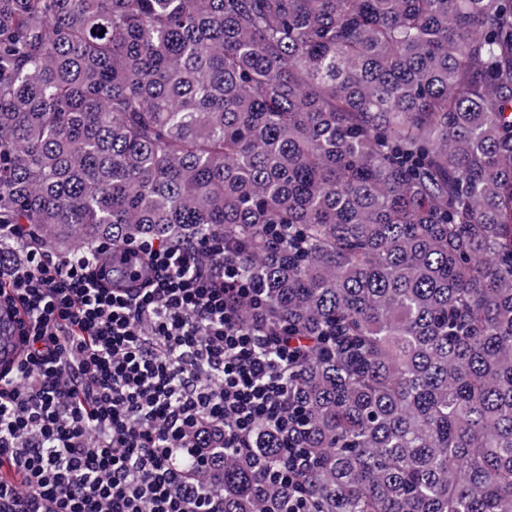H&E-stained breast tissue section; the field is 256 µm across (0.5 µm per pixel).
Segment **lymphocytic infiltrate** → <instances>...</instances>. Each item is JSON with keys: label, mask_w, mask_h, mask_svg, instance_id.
<instances>
[{"label": "lymphocytic infiltrate", "mask_w": 512, "mask_h": 512, "mask_svg": "<svg viewBox=\"0 0 512 512\" xmlns=\"http://www.w3.org/2000/svg\"><path fill=\"white\" fill-rule=\"evenodd\" d=\"M246 302L262 293L220 240L73 259L0 224V314L20 336L0 366V512H224L199 473L260 425L288 450L274 479L294 481L311 464L288 409L294 349L268 352Z\"/></svg>", "instance_id": "1"}]
</instances>
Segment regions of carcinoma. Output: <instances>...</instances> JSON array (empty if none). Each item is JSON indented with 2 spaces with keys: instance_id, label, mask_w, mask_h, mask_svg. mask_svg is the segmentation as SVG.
<instances>
[{
  "instance_id": "1",
  "label": "carcinoma",
  "mask_w": 512,
  "mask_h": 512,
  "mask_svg": "<svg viewBox=\"0 0 512 512\" xmlns=\"http://www.w3.org/2000/svg\"><path fill=\"white\" fill-rule=\"evenodd\" d=\"M0 224L238 248L312 464L224 512H512V0H0Z\"/></svg>"
}]
</instances>
